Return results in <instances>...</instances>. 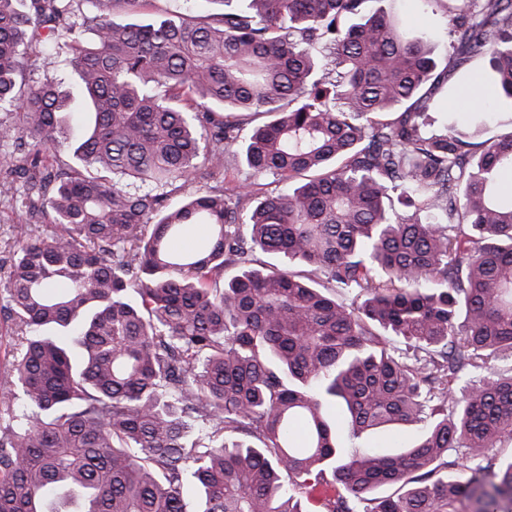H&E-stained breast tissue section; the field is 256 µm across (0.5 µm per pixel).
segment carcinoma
Instances as JSON below:
<instances>
[{"label": "carcinoma", "instance_id": "cac0c4a2", "mask_svg": "<svg viewBox=\"0 0 512 512\" xmlns=\"http://www.w3.org/2000/svg\"><path fill=\"white\" fill-rule=\"evenodd\" d=\"M143 2L0 0V185L53 228L5 276L0 512H187L190 487L197 512H512V130L435 125L424 89L455 86L434 47L367 0L113 21ZM421 2L458 35L448 75L483 58L512 107V0ZM44 32L84 91L78 137L62 80L14 92ZM333 406L355 437H420L343 450ZM329 418L333 424H336L339 442L346 450L373 448L387 454L398 453L404 447L412 444L419 436V430L415 427L395 426L373 433H365L360 438L353 439L350 435L348 418L341 408H333L329 413Z\"/></svg>", "mask_w": 512, "mask_h": 512}]
</instances>
